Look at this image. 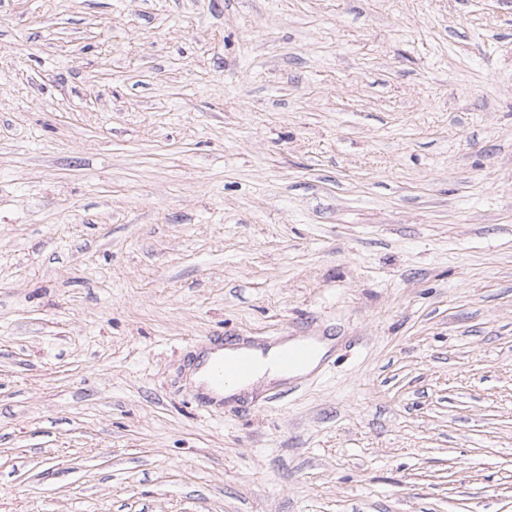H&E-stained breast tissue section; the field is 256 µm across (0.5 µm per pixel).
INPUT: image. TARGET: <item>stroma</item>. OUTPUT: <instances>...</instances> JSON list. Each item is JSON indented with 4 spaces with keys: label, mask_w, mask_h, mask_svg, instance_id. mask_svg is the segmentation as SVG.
<instances>
[{
    "label": "stroma",
    "mask_w": 512,
    "mask_h": 512,
    "mask_svg": "<svg viewBox=\"0 0 512 512\" xmlns=\"http://www.w3.org/2000/svg\"><path fill=\"white\" fill-rule=\"evenodd\" d=\"M0 512H512V0H0ZM295 342L296 340L294 339H286L266 349L241 346V349H248L256 354L261 363L257 372L249 378L257 366L254 355L249 351H238L234 355L224 357V355L235 353L236 350L230 348L224 349V339L218 337L210 341V345L212 346L208 347L206 351L197 358L196 370H200L204 373L206 385L212 392H224V397H230L243 388L253 387L261 382L286 381L288 378L307 374L318 365L322 356L329 350L332 344L331 341L318 342L319 354L317 358L306 369L290 373L292 370L305 367L316 354L315 341L307 338H299V341L297 343ZM291 344L294 345L289 346ZM219 349H224V355L210 357L209 353ZM282 349L284 350L281 351ZM280 351L278 364L281 369L289 373L283 372L276 366L275 359ZM240 381L243 382L234 387L227 388L224 391L227 385Z\"/></svg>",
    "instance_id": "obj_1"
}]
</instances>
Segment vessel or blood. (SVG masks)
<instances>
[{
	"mask_svg": "<svg viewBox=\"0 0 512 512\" xmlns=\"http://www.w3.org/2000/svg\"><path fill=\"white\" fill-rule=\"evenodd\" d=\"M224 346L223 339L217 338L212 342L213 354H202L196 360V368L204 373L208 393L202 394L201 404L204 412H211L216 404L217 392L232 383L248 379L256 369L257 361L248 351H240L231 356H221ZM316 354V344L313 340L302 338L297 343L281 351L278 364L285 371L305 367Z\"/></svg>",
	"mask_w": 512,
	"mask_h": 512,
	"instance_id": "b4317fda",
	"label": "vessel or blood"
}]
</instances>
